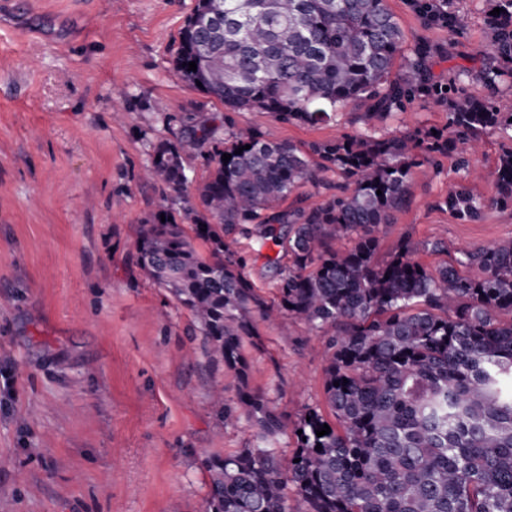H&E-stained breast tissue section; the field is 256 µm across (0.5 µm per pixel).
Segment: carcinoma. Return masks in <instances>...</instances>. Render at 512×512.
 <instances>
[{
  "instance_id": "obj_1",
  "label": "carcinoma",
  "mask_w": 512,
  "mask_h": 512,
  "mask_svg": "<svg viewBox=\"0 0 512 512\" xmlns=\"http://www.w3.org/2000/svg\"><path fill=\"white\" fill-rule=\"evenodd\" d=\"M486 5L488 63L477 74L456 72L446 85L430 82L424 43L408 60L407 78L389 80L405 32L386 0H197L186 19L173 72L224 104L228 134L202 124L154 147L146 176L166 190L139 226L140 268L189 312L206 354L235 372L237 407L218 389V413L232 422L241 409L264 439L282 422L250 384L243 347L256 335L254 314L276 313L327 336L329 414L319 407L303 414L299 462L285 479L270 448L211 458L206 512H290L288 482L303 512H512V240L433 268L415 255L448 253L440 240L407 239L378 259L377 233L407 205L415 169L428 164L439 174L440 158L452 156L467 174L482 135L512 131V112L496 101L499 82L512 79V0ZM475 79L486 95L468 91ZM418 95L448 109L446 127L296 145L236 132L231 117L258 110L315 124L364 99L372 120ZM205 146L208 175L196 204L184 155ZM328 172L345 184L332 186ZM488 176L493 197L463 181L438 206L462 223L487 208L512 209V146H501ZM306 182L328 193L308 208H281ZM177 204L190 227L174 219ZM239 236L260 246L280 240L269 304L233 248ZM325 424L330 433L317 436Z\"/></svg>"
}]
</instances>
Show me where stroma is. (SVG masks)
Segmentation results:
<instances>
[{"label": "stroma", "mask_w": 512, "mask_h": 512, "mask_svg": "<svg viewBox=\"0 0 512 512\" xmlns=\"http://www.w3.org/2000/svg\"><path fill=\"white\" fill-rule=\"evenodd\" d=\"M406 41L393 80L420 42L433 81L480 70L491 46L484 0H449L464 32L432 24L413 0H386ZM196 0H9L0 5V512H205L206 463L261 445L247 419L225 423L215 387L235 401L237 378L205 354L189 312L143 274L140 224L159 185L140 174L181 120L222 117L223 105L171 72ZM366 101L307 125L256 111L236 128L308 144L344 134L389 137L444 127L424 98L380 120ZM416 169L409 202L381 236L379 259L403 239L449 251L512 238V212L462 224L436 202L459 176ZM246 272L273 298L280 246L239 239ZM245 341L250 384L283 429L281 463L306 407L323 402L325 338L299 321L256 319Z\"/></svg>", "instance_id": "stroma-1"}]
</instances>
